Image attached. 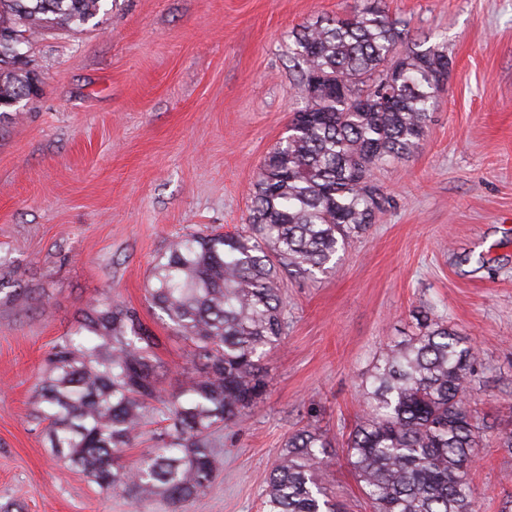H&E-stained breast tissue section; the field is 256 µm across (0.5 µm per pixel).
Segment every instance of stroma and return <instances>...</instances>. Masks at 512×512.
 <instances>
[{
	"label": "stroma",
	"mask_w": 512,
	"mask_h": 512,
	"mask_svg": "<svg viewBox=\"0 0 512 512\" xmlns=\"http://www.w3.org/2000/svg\"><path fill=\"white\" fill-rule=\"evenodd\" d=\"M368 0H105L24 52L40 83L0 119V506L133 512L54 455L34 415L56 339L105 297L136 308L178 390L185 340L147 300L156 258L187 231L248 222L260 163L307 91L291 33ZM407 43L453 61L425 137L373 170L389 198L335 270L291 276L263 398L220 433L224 471L187 512H260L269 471L309 424L337 453L323 472L346 512H371L343 445L359 386L425 306L467 335L483 428L480 512H512V0H377Z\"/></svg>",
	"instance_id": "1"
}]
</instances>
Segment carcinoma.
Returning a JSON list of instances; mask_svg holds the SVG:
<instances>
[{"mask_svg": "<svg viewBox=\"0 0 512 512\" xmlns=\"http://www.w3.org/2000/svg\"><path fill=\"white\" fill-rule=\"evenodd\" d=\"M103 2L0 0V109L19 111L35 86L19 47L47 27L88 23ZM404 39L399 22L372 6L292 34L301 79L324 90L292 114L295 130L264 157L249 230L186 233L152 269L148 299L190 346L193 372L177 391L162 387L168 368L156 336L117 300L93 301L57 339L35 419L100 491L185 512L223 468L215 435L262 396L265 358L285 335V277L332 270L388 202L374 167L411 154L425 135L450 59L438 46L400 52ZM416 322L366 377L346 459L373 512H477L471 464L481 434L468 401L476 350L428 311ZM150 424L159 425L151 447L126 464ZM330 448L314 429L289 435L262 512H341L320 481Z\"/></svg>", "mask_w": 512, "mask_h": 512, "instance_id": "obj_1", "label": "carcinoma"}]
</instances>
